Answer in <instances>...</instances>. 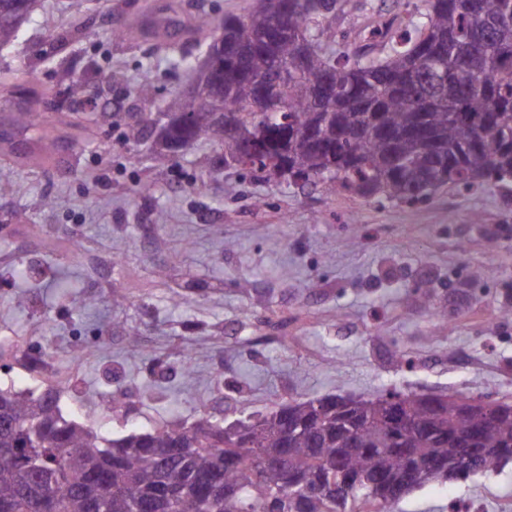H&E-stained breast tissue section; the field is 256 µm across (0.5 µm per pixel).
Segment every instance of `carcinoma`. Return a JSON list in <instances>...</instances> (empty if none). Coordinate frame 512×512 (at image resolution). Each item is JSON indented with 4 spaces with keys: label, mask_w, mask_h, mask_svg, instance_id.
I'll use <instances>...</instances> for the list:
<instances>
[{
    "label": "carcinoma",
    "mask_w": 512,
    "mask_h": 512,
    "mask_svg": "<svg viewBox=\"0 0 512 512\" xmlns=\"http://www.w3.org/2000/svg\"><path fill=\"white\" fill-rule=\"evenodd\" d=\"M412 29L373 25L332 58L325 19L355 0H255L208 30L203 58L175 49L194 96L148 118L154 166L200 140L225 169L274 173L269 159L329 193L414 207L440 187L512 184V0H423ZM37 0H0V46ZM156 93L144 75L132 96ZM264 137L247 164L224 121ZM487 420L470 397L393 389L285 404L230 429L172 417L109 438L64 417L59 396L0 388V512H393L439 480L465 481L461 444L481 473L512 462V405Z\"/></svg>",
    "instance_id": "cac0c4a2"
}]
</instances>
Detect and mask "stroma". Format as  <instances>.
<instances>
[{"label":"stroma","instance_id":"35a3bbf8","mask_svg":"<svg viewBox=\"0 0 512 512\" xmlns=\"http://www.w3.org/2000/svg\"><path fill=\"white\" fill-rule=\"evenodd\" d=\"M250 2L85 0L77 12L70 0H40L19 41L0 48V73L29 75L25 89L0 85V101L24 93L49 110L68 74L87 99L70 123L42 130L50 154L27 136L0 141V151L19 154L0 158V340L39 343L42 361L64 378V415L112 438L174 416L209 413L229 424L387 389L512 404V192L446 186L409 207L237 170L213 178L207 142L159 170L146 146L126 143L127 123L161 111L186 83L170 45L134 37L129 19L152 13L193 28ZM364 2L366 11L333 19L336 52L355 49L365 12L417 18L419 0ZM75 24L85 39L61 41ZM146 68L158 87L147 108L130 96ZM101 69L117 81L102 82ZM148 182L152 193L137 194ZM159 211L165 224L155 222ZM106 253L119 260L108 288L86 262ZM476 266L493 277L470 281ZM421 280L433 285L432 307L415 290ZM86 295L95 306L81 305ZM183 354L191 371L177 364ZM118 389L125 404L112 413L105 404ZM453 503L512 512V465L425 486L395 512H448Z\"/></svg>","mask_w":512,"mask_h":512}]
</instances>
